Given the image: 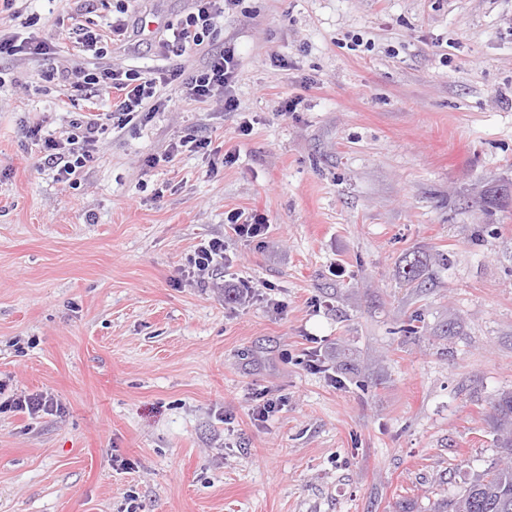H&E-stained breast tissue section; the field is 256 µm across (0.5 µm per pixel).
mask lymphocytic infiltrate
<instances>
[{"label": "lymphocytic infiltrate", "mask_w": 512, "mask_h": 512, "mask_svg": "<svg viewBox=\"0 0 512 512\" xmlns=\"http://www.w3.org/2000/svg\"><path fill=\"white\" fill-rule=\"evenodd\" d=\"M238 0H194V7L180 24L162 38L160 46L166 56L181 57L203 44L211 34L216 21L228 10L234 9ZM128 25L123 18L112 20L108 31L100 32L83 27L69 29L64 38L73 46L97 55L106 54L109 43L124 41ZM238 76V64L233 49L213 54L207 62L193 72L176 66L154 77H145L139 71H117L109 67L92 70L76 68L61 70L48 65L43 73L47 81L68 84L84 100L103 94H115L116 100L110 111L94 114L81 124L77 133L65 141L42 136L41 126H29L26 136L41 145V161L44 167L56 171L59 180L71 181L80 175L87 163L93 161L101 135L118 122H130L135 114L156 112L162 106L166 91L196 102H206L220 97L224 109L237 111L238 105L231 88Z\"/></svg>", "instance_id": "1"}]
</instances>
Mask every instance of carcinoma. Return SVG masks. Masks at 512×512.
Instances as JSON below:
<instances>
[{
  "instance_id": "1",
  "label": "carcinoma",
  "mask_w": 512,
  "mask_h": 512,
  "mask_svg": "<svg viewBox=\"0 0 512 512\" xmlns=\"http://www.w3.org/2000/svg\"><path fill=\"white\" fill-rule=\"evenodd\" d=\"M481 210H502L508 204L496 199V190L485 189L480 198ZM427 258L419 253L406 261L404 280L414 282L422 277ZM490 419L497 432L498 447L512 457V391L501 394L492 403ZM432 512H512V462L496 464L484 477L472 483L464 493L434 504Z\"/></svg>"
}]
</instances>
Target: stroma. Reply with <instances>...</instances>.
Instances as JSON below:
<instances>
[{
	"mask_svg": "<svg viewBox=\"0 0 512 512\" xmlns=\"http://www.w3.org/2000/svg\"><path fill=\"white\" fill-rule=\"evenodd\" d=\"M120 3L104 59L58 40ZM191 7L0 0V31L34 13L56 66L156 72ZM227 47L238 111L173 98L74 182L25 129L66 139L85 101L42 58L0 56V402L62 407L0 412V512H430L501 459L512 206L475 201L512 180V0H239L187 70ZM188 134L211 153L146 166ZM255 210L266 234L237 239L228 214ZM214 238L202 286L188 260ZM232 278L253 299L225 297ZM259 395L281 404L264 422ZM19 410H27L29 414H37L39 412L52 413L53 409L57 412L58 404L54 402L52 398L43 395L35 396H24L23 398H17L12 400L10 407Z\"/></svg>",
	"mask_w": 512,
	"mask_h": 512,
	"instance_id": "35a3bbf8",
	"label": "stroma"
}]
</instances>
